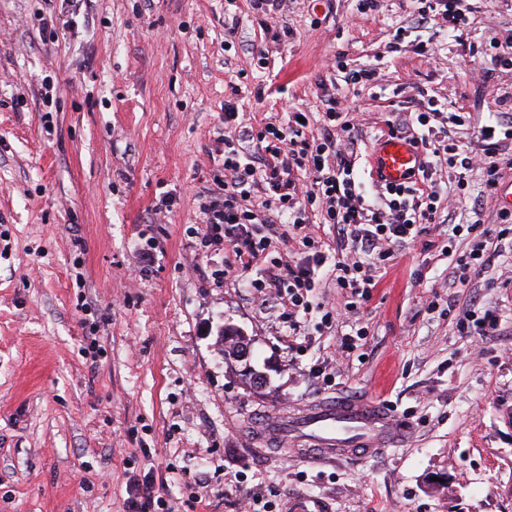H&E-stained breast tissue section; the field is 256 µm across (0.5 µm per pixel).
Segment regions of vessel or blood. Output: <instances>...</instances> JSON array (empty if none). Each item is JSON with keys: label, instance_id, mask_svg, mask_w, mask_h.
Returning a JSON list of instances; mask_svg holds the SVG:
<instances>
[{"label": "vessel or blood", "instance_id": "obj_1", "mask_svg": "<svg viewBox=\"0 0 512 512\" xmlns=\"http://www.w3.org/2000/svg\"><path fill=\"white\" fill-rule=\"evenodd\" d=\"M421 150L411 141L384 137L375 144L370 164L376 180L387 185L409 181L421 166ZM411 426L387 405L376 401L326 399L286 414L261 418L257 440L285 439L305 458H366L399 447Z\"/></svg>", "mask_w": 512, "mask_h": 512}]
</instances>
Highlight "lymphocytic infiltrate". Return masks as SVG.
I'll return each instance as SVG.
<instances>
[{
  "mask_svg": "<svg viewBox=\"0 0 512 512\" xmlns=\"http://www.w3.org/2000/svg\"><path fill=\"white\" fill-rule=\"evenodd\" d=\"M441 109L428 101L423 112L397 120H385L388 136L412 140L420 146L425 163L409 182L398 187L381 186L375 202H367L356 170L358 124L354 113L343 110L336 98H328L318 133H311L297 116L287 123H265L242 131L239 141L224 143V189L200 195L206 230L203 244L216 250L230 248L234 264L248 270L266 255L272 239L266 227L287 221L297 261L272 258L250 286L257 293L271 292L288 311L289 331L301 328L311 308V295L319 286V271L333 263L335 285L349 291L344 307L352 311L370 301L377 283L362 262L386 264L396 244L415 240L427 225L440 219L441 189L433 176L438 166L465 170L480 168L488 190L498 185L494 155L501 136L512 135V124L492 118L477 129L473 145L462 149L439 136L433 124ZM260 203H253L254 194ZM317 208L346 251L329 259L318 241L305 233L307 210ZM499 221L474 220L467 227L471 248L457 260V280L470 283L490 262L489 246L512 231V212L501 211Z\"/></svg>",
  "mask_w": 512,
  "mask_h": 512,
  "instance_id": "1",
  "label": "lymphocytic infiltrate"
}]
</instances>
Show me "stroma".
I'll return each mask as SVG.
<instances>
[{"label":"stroma","mask_w":512,"mask_h":512,"mask_svg":"<svg viewBox=\"0 0 512 512\" xmlns=\"http://www.w3.org/2000/svg\"><path fill=\"white\" fill-rule=\"evenodd\" d=\"M458 6L469 23L452 38L440 20L417 26L414 0L365 15L357 0H288L264 16L251 0H0V512H123L143 478L175 512H241L244 490L254 512H512V251L453 282L466 225L496 221L482 170H442L461 191L450 222L396 245L370 302L320 335L290 336L251 273L200 245L198 193L221 186L236 134L227 99L247 126L315 122L333 88L362 114L366 182L385 119L417 91L447 103L462 144L512 114V68L475 78L490 39L512 41V0ZM61 9L70 27L45 29ZM231 33L266 66L225 52ZM339 53L379 62L378 81H336ZM166 195L172 211L155 213ZM437 295L451 312L430 308ZM474 304L497 331L467 321ZM227 323L249 363L221 357ZM361 326L364 346L340 356ZM332 396L383 399L408 442L328 462L254 442L257 414Z\"/></svg>","instance_id":"1"}]
</instances>
